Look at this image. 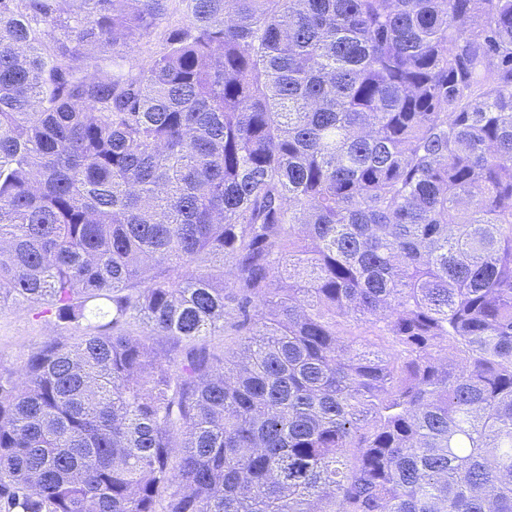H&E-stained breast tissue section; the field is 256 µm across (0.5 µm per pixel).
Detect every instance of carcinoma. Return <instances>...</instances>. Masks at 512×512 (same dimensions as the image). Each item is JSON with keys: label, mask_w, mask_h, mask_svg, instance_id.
Returning <instances> with one entry per match:
<instances>
[{"label": "carcinoma", "mask_w": 512, "mask_h": 512, "mask_svg": "<svg viewBox=\"0 0 512 512\" xmlns=\"http://www.w3.org/2000/svg\"><path fill=\"white\" fill-rule=\"evenodd\" d=\"M5 298L0 512H512V0H0ZM37 311L13 305L0 309V365L18 368L23 355L39 349L48 339L73 341L82 332L58 325L50 313L36 317Z\"/></svg>", "instance_id": "obj_1"}]
</instances>
